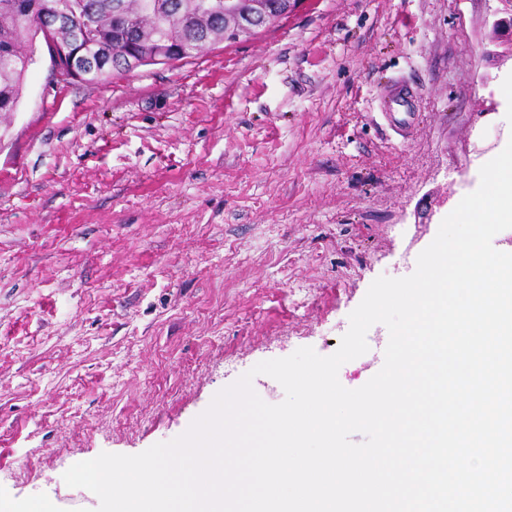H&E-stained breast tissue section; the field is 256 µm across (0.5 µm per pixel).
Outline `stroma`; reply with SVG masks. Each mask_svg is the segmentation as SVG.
Instances as JSON below:
<instances>
[{
  "label": "stroma",
  "mask_w": 512,
  "mask_h": 512,
  "mask_svg": "<svg viewBox=\"0 0 512 512\" xmlns=\"http://www.w3.org/2000/svg\"><path fill=\"white\" fill-rule=\"evenodd\" d=\"M500 0H299L251 38L63 85L47 49L0 115V487L184 433L255 364L336 350L512 139ZM410 86L408 136L385 118ZM341 366L348 389L389 332Z\"/></svg>",
  "instance_id": "stroma-1"
}]
</instances>
